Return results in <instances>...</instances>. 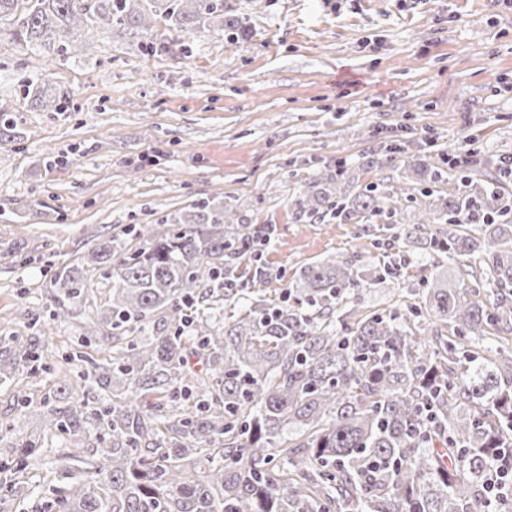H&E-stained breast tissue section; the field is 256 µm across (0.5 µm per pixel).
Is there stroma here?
<instances>
[{
  "label": "stroma",
  "instance_id": "35a3bbf8",
  "mask_svg": "<svg viewBox=\"0 0 512 512\" xmlns=\"http://www.w3.org/2000/svg\"><path fill=\"white\" fill-rule=\"evenodd\" d=\"M246 33L228 42L199 28L152 56L103 33L45 62L0 39V102L16 107L18 138L0 141V336H39L60 351L35 382L0 388V456L35 444L0 512H44L82 474L57 468L58 437L24 415L79 363L63 360L99 334L104 279L76 317H60L54 264L124 228L155 224L197 201L240 208L274 225L240 274L269 298L327 257L399 263L417 277L454 276L455 263L405 245V225L297 219L313 177L350 168L357 189L393 181L394 163L362 169L396 147L406 156L512 155V0H228ZM58 91L59 111L28 105L25 80Z\"/></svg>",
  "mask_w": 512,
  "mask_h": 512
}]
</instances>
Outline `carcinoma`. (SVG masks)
Segmentation results:
<instances>
[{
  "label": "carcinoma",
  "instance_id": "obj_1",
  "mask_svg": "<svg viewBox=\"0 0 512 512\" xmlns=\"http://www.w3.org/2000/svg\"><path fill=\"white\" fill-rule=\"evenodd\" d=\"M163 22L186 35L213 25L230 39L243 28L226 0H0V27L35 53L64 56L110 31L154 55L169 47ZM24 98L59 108L60 96L29 82ZM0 104V139L15 129ZM448 159L403 160L401 185L354 194L348 169L314 178L296 214L339 220L400 212L403 185L444 181ZM496 159L460 170L463 190L419 202L408 243L458 260L450 282L432 275L422 304L360 309L365 288L387 275L400 293L409 278L384 266L361 271L328 257L304 267L273 303L239 280L262 229L230 206L195 204L156 226L94 244L51 278L58 303L77 304L89 279L112 281L100 310L112 344L91 361L107 399L96 412L97 443L79 462L83 478L56 512H483L489 465L512 467V192ZM494 340L478 360L468 344ZM49 344L0 339V385L39 371ZM204 360L199 374L191 360ZM22 400L27 415L86 444L85 402ZM294 435L285 438V429Z\"/></svg>",
  "mask_w": 512,
  "mask_h": 512
}]
</instances>
